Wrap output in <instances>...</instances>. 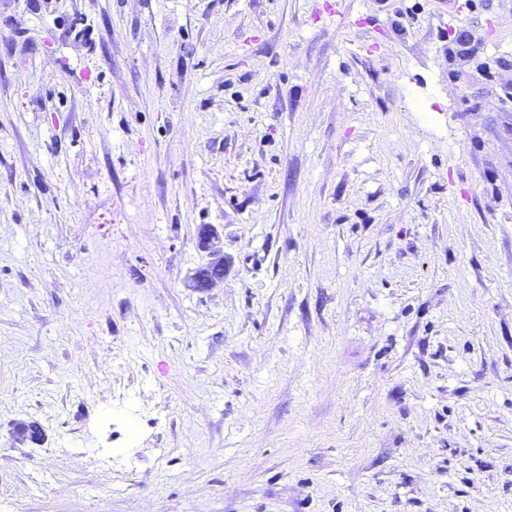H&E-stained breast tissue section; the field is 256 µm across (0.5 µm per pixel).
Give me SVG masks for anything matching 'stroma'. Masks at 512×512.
<instances>
[{"mask_svg": "<svg viewBox=\"0 0 512 512\" xmlns=\"http://www.w3.org/2000/svg\"><path fill=\"white\" fill-rule=\"evenodd\" d=\"M448 3L0 0V512H512V0ZM198 238L199 246L201 249L208 251L211 258L206 266L195 272L193 282L195 288H211L213 284L219 279H216L215 276H207V267L211 264H213L212 266L219 268L224 267L223 256L220 255L221 250L217 246L219 238L216 236L214 230L209 226H205L201 229Z\"/></svg>", "mask_w": 512, "mask_h": 512, "instance_id": "stroma-1", "label": "stroma"}]
</instances>
